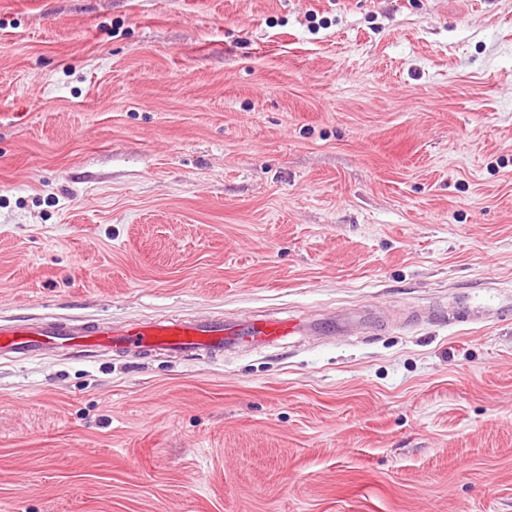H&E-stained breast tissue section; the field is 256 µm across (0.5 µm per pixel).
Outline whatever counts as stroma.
Listing matches in <instances>:
<instances>
[{
    "label": "stroma",
    "instance_id": "35a3bbf8",
    "mask_svg": "<svg viewBox=\"0 0 512 512\" xmlns=\"http://www.w3.org/2000/svg\"><path fill=\"white\" fill-rule=\"evenodd\" d=\"M359 308L0 357V512H512V0H0V320Z\"/></svg>",
    "mask_w": 512,
    "mask_h": 512
}]
</instances>
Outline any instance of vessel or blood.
<instances>
[{
  "instance_id": "1",
  "label": "vessel or blood",
  "mask_w": 512,
  "mask_h": 512,
  "mask_svg": "<svg viewBox=\"0 0 512 512\" xmlns=\"http://www.w3.org/2000/svg\"><path fill=\"white\" fill-rule=\"evenodd\" d=\"M318 326L293 317L190 318L153 323L110 324L90 319H50L23 324L0 323V353L24 357L59 345L110 347L137 352L170 351L183 356L236 348L271 347Z\"/></svg>"
}]
</instances>
